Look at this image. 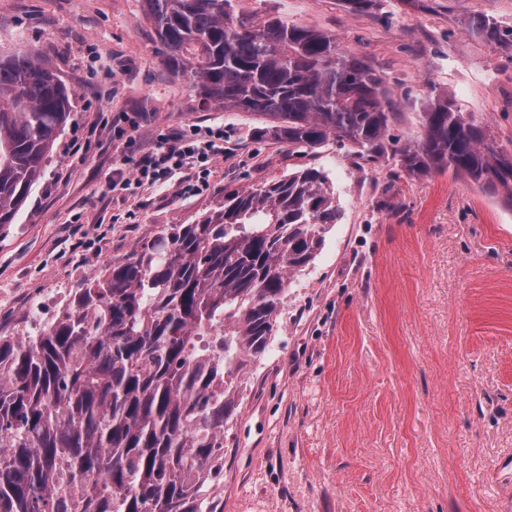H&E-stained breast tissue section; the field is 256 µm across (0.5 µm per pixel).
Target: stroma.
Here are the masks:
<instances>
[{"mask_svg": "<svg viewBox=\"0 0 512 512\" xmlns=\"http://www.w3.org/2000/svg\"><path fill=\"white\" fill-rule=\"evenodd\" d=\"M335 37L382 76L420 132L432 92L512 150V49L472 34L512 26V0H232ZM38 54L72 111L14 223L0 224V336L50 326L94 272L163 224H192L224 189L323 168L339 221L294 277L269 353L224 432L219 512H512V209L452 174L390 178L328 140L289 154L262 117L203 104L167 68L142 0H0V54ZM135 120L136 144L117 132ZM224 130L208 186L180 177L108 190L122 155L189 125ZM473 33L487 42L512 48V26H502L490 16H481L471 22Z\"/></svg>", "mask_w": 512, "mask_h": 512, "instance_id": "1", "label": "stroma"}]
</instances>
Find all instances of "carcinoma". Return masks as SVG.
<instances>
[{"mask_svg": "<svg viewBox=\"0 0 512 512\" xmlns=\"http://www.w3.org/2000/svg\"><path fill=\"white\" fill-rule=\"evenodd\" d=\"M142 4L170 70L203 102L265 118L261 133L289 154L334 137L366 165L450 171L512 208V153L448 97L403 142L382 77L335 37L277 17L246 31L230 0ZM471 30L512 48V26L490 16ZM70 110L36 54L0 56V224L41 179ZM339 217L320 168L226 187L219 209L162 225L86 279L38 335L0 336V512H214L202 496L244 376Z\"/></svg>", "mask_w": 512, "mask_h": 512, "instance_id": "1", "label": "carcinoma"}]
</instances>
